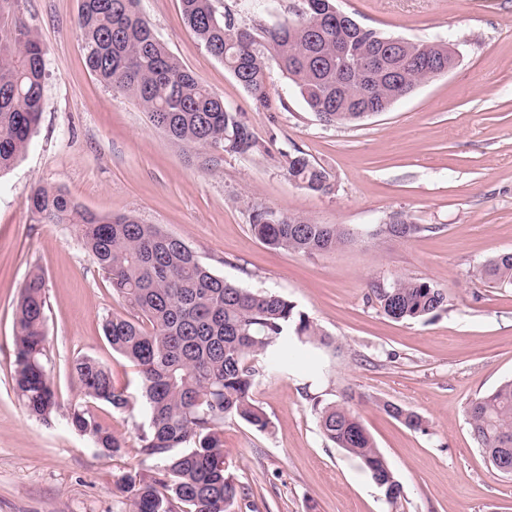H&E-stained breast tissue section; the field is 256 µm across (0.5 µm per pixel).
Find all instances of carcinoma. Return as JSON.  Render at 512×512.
Segmentation results:
<instances>
[{"mask_svg": "<svg viewBox=\"0 0 512 512\" xmlns=\"http://www.w3.org/2000/svg\"><path fill=\"white\" fill-rule=\"evenodd\" d=\"M22 0H0V172L10 169L29 146L42 114L45 48L22 19ZM258 0L216 14L212 0H180L184 21L206 50L250 95L256 107L274 112L269 88L276 68L291 81L307 109L326 125L365 119V110L389 109L421 84L455 65L448 41H407L389 52L388 36L360 24L338 0H303L295 18L249 23L244 14ZM77 28L88 68L112 91L133 97L150 122L210 165L219 155L267 152L249 122L182 67L155 34L139 0H80ZM346 44L352 53L336 56ZM288 178L328 195L329 171L295 148L282 154ZM29 206L37 222L73 224L94 263L106 275L124 312L102 324L112 350L138 373L134 392L119 387L111 369L92 356L71 366L84 401L69 421L106 454L122 453L123 442L101 422L95 405L117 412L142 401L149 430L141 454L156 462L148 472L125 474L117 488L129 512H233L242 487L229 473L224 423L239 420L264 430L268 421L252 395L255 382L287 367L296 342L330 347L333 340L281 294L243 288L213 273L181 239L134 216H100L82 209L62 191L32 190ZM255 237L274 249L312 255L348 241L335 224L266 206L253 208ZM425 231L396 213L379 232L410 239ZM479 272L512 286V252L492 257ZM385 315L420 320L446 308L447 294L424 279L398 278L375 285ZM47 301L42 275L25 280L14 336L13 388L26 411L48 423L57 408L47 373ZM383 409L414 431L424 430L414 411L386 402ZM323 436L358 459L386 500L403 496V486L349 401L313 404ZM471 435L499 472L512 475V380L472 400Z\"/></svg>", "mask_w": 512, "mask_h": 512, "instance_id": "1", "label": "carcinoma"}]
</instances>
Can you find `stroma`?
Segmentation results:
<instances>
[{
    "mask_svg": "<svg viewBox=\"0 0 512 512\" xmlns=\"http://www.w3.org/2000/svg\"><path fill=\"white\" fill-rule=\"evenodd\" d=\"M78 6L21 4L47 54L40 124L0 174V512H125L116 485L144 466L141 407L96 409L124 442L118 456L67 422L82 398L70 372L75 358L96 357L119 385L135 384L136 374L103 336V320L122 309L118 298L74 225L36 222L28 205L36 187L63 191L100 215L131 213L158 225L215 274L278 292L333 338L328 349L298 348L285 370L256 383L266 430L226 421L229 471L247 491L239 512H512V475L477 448L467 416L472 400L512 379V286L477 271L512 251V0H340L365 26L411 40L445 37L459 51L447 74L345 126L320 122L276 70L271 92L286 106L257 110L186 25L180 0H140L169 52L268 149L209 167L87 68ZM295 148L331 172L332 194L288 179L283 155ZM256 205L339 225L351 240L314 255L270 248L251 232ZM399 212L422 233H379ZM33 273L45 279L47 371L59 403L47 423L27 413L11 379L15 305ZM402 276L443 288L447 310L418 321L384 315L371 288ZM348 393L403 485L397 504L320 431L311 397L326 405ZM387 402L418 413L425 431L390 417Z\"/></svg>",
    "mask_w": 512,
    "mask_h": 512,
    "instance_id": "35a3bbf8",
    "label": "stroma"
}]
</instances>
